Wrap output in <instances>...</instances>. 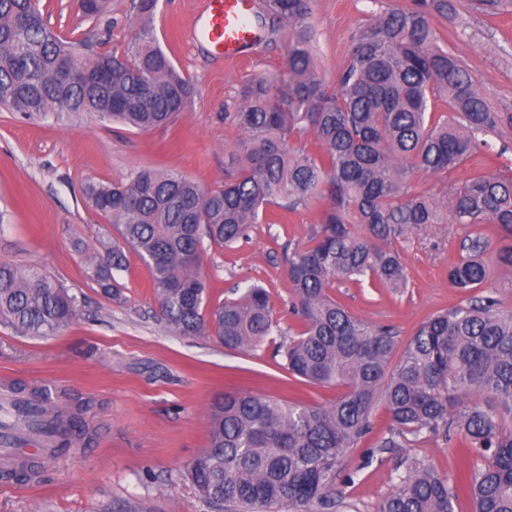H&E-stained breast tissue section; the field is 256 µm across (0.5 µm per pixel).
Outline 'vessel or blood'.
I'll return each mask as SVG.
<instances>
[{
  "mask_svg": "<svg viewBox=\"0 0 512 512\" xmlns=\"http://www.w3.org/2000/svg\"><path fill=\"white\" fill-rule=\"evenodd\" d=\"M253 7L254 0H201L189 42L207 45L225 60L238 59L244 46L258 37L250 22Z\"/></svg>",
  "mask_w": 512,
  "mask_h": 512,
  "instance_id": "obj_1",
  "label": "vessel or blood"
}]
</instances>
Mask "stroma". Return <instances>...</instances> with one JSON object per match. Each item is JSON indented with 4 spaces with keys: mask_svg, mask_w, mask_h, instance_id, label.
Listing matches in <instances>:
<instances>
[{
    "mask_svg": "<svg viewBox=\"0 0 512 512\" xmlns=\"http://www.w3.org/2000/svg\"><path fill=\"white\" fill-rule=\"evenodd\" d=\"M51 27L85 48L124 51L139 26L133 0H110L97 18L79 0H40ZM369 0H316L315 51L327 80L346 63L355 28L368 20ZM198 0H158L149 20L161 48L188 76L196 94L169 126L146 132L95 118L28 117L0 108V261L35 265L82 299L72 325L31 339L0 325V384L47 388L64 404L88 403L95 434L85 447L44 458L31 482H0V512H212L186 476V466L209 444V410L225 394L248 392L327 405L337 394L289 382L271 337L253 353L225 349L213 336H181L161 321L148 265L133 249L115 277L123 299L106 298L86 274V256L110 241L112 226L83 196L91 181L125 180L143 167L177 170L205 186L223 182L237 138L227 119L237 90L251 75L282 67L283 43L249 48L234 62L187 42ZM450 52L467 65L488 106L512 113V10L475 13L458 0L449 19H436ZM321 208L277 210L272 222L251 225L233 248L203 252L212 303L258 285L269 294L281 328L298 330L282 255L305 239ZM454 224L409 231L397 247L412 278L393 290L340 284L332 294L353 313L392 325L406 342L428 315L462 301L448 268L462 255ZM390 425L375 410L372 429L343 460L336 489L357 512H376L393 488L400 459L409 457L455 477L463 456L456 443L432 438L384 453Z\"/></svg>",
    "mask_w": 512,
    "mask_h": 512,
    "instance_id": "stroma-1",
    "label": "stroma"
}]
</instances>
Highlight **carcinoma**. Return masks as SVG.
<instances>
[{
  "label": "carcinoma",
  "instance_id": "carcinoma-1",
  "mask_svg": "<svg viewBox=\"0 0 512 512\" xmlns=\"http://www.w3.org/2000/svg\"><path fill=\"white\" fill-rule=\"evenodd\" d=\"M372 3L378 9L352 34L331 84L314 52L315 0H256L259 41L285 40V65L238 89L229 113L238 138L223 183L142 168L84 188L86 203L118 235L96 254L90 279L121 299L114 273L125 265L123 247L133 248L151 269L167 328L215 336L229 350L256 351L282 332L259 286L210 306L204 241L231 248L271 207L322 206L307 240L288 242L284 253L302 329L278 352L288 375L339 394L329 405L251 393L215 403L209 447L187 476L216 512L352 508L336 495V480L380 404L391 420L380 447L456 440L470 459L452 483L410 462L377 512H454L461 494L472 512H512V310L491 295L471 296L427 317L400 347L393 326L373 324L331 295L342 282L407 287L410 272L393 243L427 224L465 231V255L448 267L460 292L485 284L494 265L512 270V246L489 253V232L512 237V166L447 182L439 194L414 181L418 171L446 173L479 157L487 136L512 128V113L492 111L445 46L434 18H448L452 0ZM193 92L144 24L123 55L83 51L48 27L38 0H0L1 108L93 114L148 131L186 111ZM307 133L313 149L302 144ZM80 305L41 268L0 263V321L20 335L53 336ZM50 400L35 390L13 407L54 455L83 444L88 425L82 405L50 408Z\"/></svg>",
  "mask_w": 512,
  "mask_h": 512
}]
</instances>
